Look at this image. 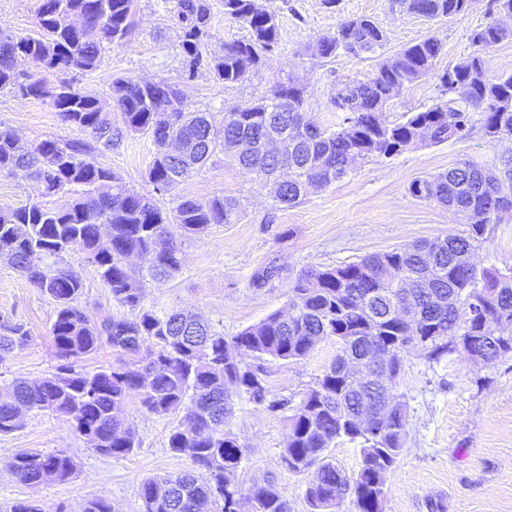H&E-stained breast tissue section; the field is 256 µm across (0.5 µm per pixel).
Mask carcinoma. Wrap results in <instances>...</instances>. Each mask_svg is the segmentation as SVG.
<instances>
[{
  "mask_svg": "<svg viewBox=\"0 0 512 512\" xmlns=\"http://www.w3.org/2000/svg\"><path fill=\"white\" fill-rule=\"evenodd\" d=\"M402 2L408 12L436 20L466 13L475 0ZM219 6L247 28L248 37L208 56L214 4L174 0L186 74L191 80L205 71L218 82L242 83L279 48L277 14L261 0H219ZM132 7L133 0H41L31 32L0 31V90L49 101L66 125L88 135L24 141L0 130V172L26 173L43 196H72L61 209L39 202L0 208V261L56 304L51 336L57 360L54 371L15 379L0 396V434L17 430L27 412H49L70 422L96 453L122 457L136 445L135 428L124 415L134 396L152 414L181 415L169 450L206 472L202 479L188 471L145 480L143 512H201L209 505L212 512H291L271 481L247 490L231 483L242 452L226 424L237 398L270 410L288 406L286 399L270 398L258 361L298 362L333 339L336 358L292 408L281 464L296 474L315 471L306 489L310 512H338L347 499L355 512H382L386 475L407 437L405 404L396 394L406 354L420 349L438 362L461 351L489 365L512 352V268L474 261L493 226L512 218V155L486 165L461 162L411 182V195L446 207L466 233L303 271L289 285L288 312L268 315L230 342L192 313L145 307L146 280L181 269L172 226L196 236L237 219L240 206L232 198L175 194L187 175L218 154L269 180L276 203L294 205L308 188L331 186L356 163L467 138L475 112L489 140L511 138L512 110L498 103L512 99V74L491 77L485 56L464 57L438 74L448 99L390 121V102L435 69L442 43L429 36L380 61L370 79L337 88L331 104L343 117L334 130L305 119L307 87L290 75L268 95L225 112L219 126L210 113L191 110L184 94L165 81L118 77L112 101L122 125L115 126L96 94L60 75L91 73L110 46L125 43ZM509 37L512 29L492 22L473 30L470 40L486 51ZM384 42L383 30L359 16L320 38L315 51L322 58L341 51L359 55ZM21 60L34 70L18 69ZM135 134L150 136L157 147L148 181L154 191L174 195L176 206L169 210L96 161L95 154ZM271 141L280 147L268 149ZM72 253L95 267L130 316H88L78 305L83 283L65 264ZM283 272L272 259L253 271L250 287L271 288ZM30 340L23 324L1 322L0 362ZM104 347L128 360L93 370L80 365ZM342 438L360 444L361 465L352 476L327 461L328 449ZM11 468L31 488L67 481L76 471L70 456L39 450L15 456Z\"/></svg>",
  "mask_w": 512,
  "mask_h": 512,
  "instance_id": "cac0c4a2",
  "label": "carcinoma"
}]
</instances>
